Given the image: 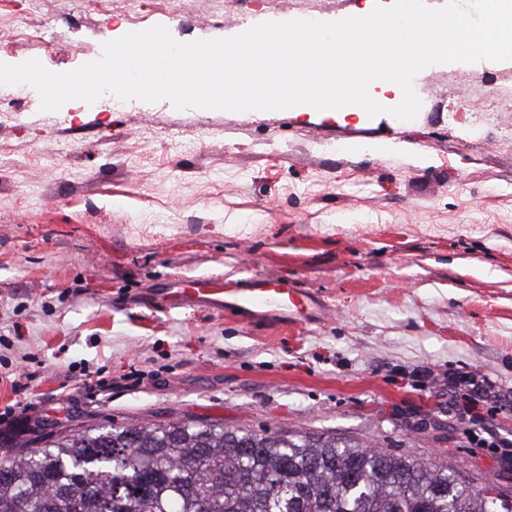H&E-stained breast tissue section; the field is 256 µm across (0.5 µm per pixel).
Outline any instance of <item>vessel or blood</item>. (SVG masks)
I'll use <instances>...</instances> for the list:
<instances>
[{
	"instance_id": "1",
	"label": "vessel or blood",
	"mask_w": 512,
	"mask_h": 512,
	"mask_svg": "<svg viewBox=\"0 0 512 512\" xmlns=\"http://www.w3.org/2000/svg\"><path fill=\"white\" fill-rule=\"evenodd\" d=\"M160 298L170 304L198 299L247 321L277 311L294 322L311 315L316 307L315 300L303 289L261 277L252 278L244 288H227L218 280L198 278L187 287L161 293Z\"/></svg>"
}]
</instances>
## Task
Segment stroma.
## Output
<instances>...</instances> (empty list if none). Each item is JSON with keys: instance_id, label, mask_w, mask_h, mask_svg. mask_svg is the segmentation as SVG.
Here are the masks:
<instances>
[{"instance_id": "1", "label": "stroma", "mask_w": 512, "mask_h": 512, "mask_svg": "<svg viewBox=\"0 0 512 512\" xmlns=\"http://www.w3.org/2000/svg\"><path fill=\"white\" fill-rule=\"evenodd\" d=\"M392 0H0V62L67 72L104 42L336 21ZM415 120L176 109L107 94L44 112L0 85V414L47 428L198 418L310 431L512 495V61L437 64ZM261 275L327 314L247 322L148 292ZM488 380L481 418L452 403Z\"/></svg>"}]
</instances>
